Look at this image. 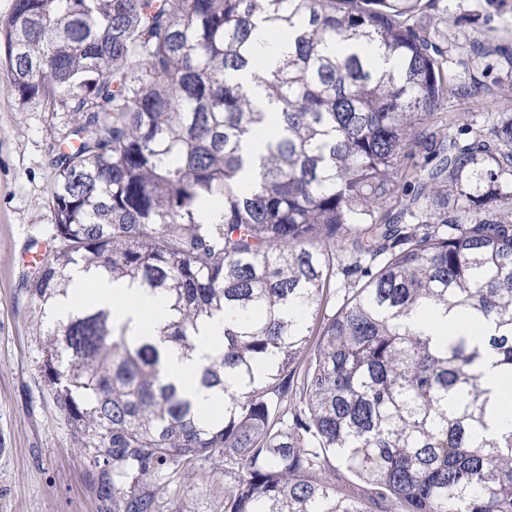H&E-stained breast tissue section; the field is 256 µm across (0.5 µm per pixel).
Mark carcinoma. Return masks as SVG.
I'll return each instance as SVG.
<instances>
[{
	"label": "carcinoma",
	"instance_id": "1",
	"mask_svg": "<svg viewBox=\"0 0 512 512\" xmlns=\"http://www.w3.org/2000/svg\"><path fill=\"white\" fill-rule=\"evenodd\" d=\"M438 2L14 0L0 18L18 100L71 105L26 292L44 390L112 512H170L172 477L214 456L222 512H512V431L490 433L476 372L487 354L512 377V113L455 128L444 106L485 88L417 19ZM260 23L294 34L270 74ZM336 41L351 49L322 51ZM245 69L280 108L257 164ZM79 265L168 295L162 340L185 351L237 312L201 376L222 415L201 417L109 311L53 318ZM423 303L488 326L486 346L401 322Z\"/></svg>",
	"mask_w": 512,
	"mask_h": 512
}]
</instances>
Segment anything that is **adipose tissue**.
Here are the masks:
<instances>
[{"label":"adipose tissue","mask_w":512,"mask_h":512,"mask_svg":"<svg viewBox=\"0 0 512 512\" xmlns=\"http://www.w3.org/2000/svg\"><path fill=\"white\" fill-rule=\"evenodd\" d=\"M70 276L66 295L56 303L59 320H67L90 303L110 310L118 323L126 325L130 335L156 344L166 379L174 383L184 396L196 406L215 407L222 394L203 387L200 377L209 356L224 345L223 318L199 325L195 348L186 353L161 339L162 329L174 317L163 295L139 288L129 280H115L79 267L74 268Z\"/></svg>","instance_id":"adipose-tissue-1"}]
</instances>
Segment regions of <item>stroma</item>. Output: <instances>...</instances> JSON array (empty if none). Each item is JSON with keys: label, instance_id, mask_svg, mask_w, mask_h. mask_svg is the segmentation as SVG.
<instances>
[{"label": "stroma", "instance_id": "35a3bbf8", "mask_svg": "<svg viewBox=\"0 0 512 512\" xmlns=\"http://www.w3.org/2000/svg\"><path fill=\"white\" fill-rule=\"evenodd\" d=\"M479 4L441 0L432 13L448 37L450 63L461 58V45L492 35L512 49V14H489ZM70 121L65 107L49 113L19 104L0 80V512H105L98 467L74 447L43 389L42 338L24 286L32 273L24 252L52 245L51 159ZM170 494L173 512H221L223 458L176 475Z\"/></svg>", "mask_w": 512, "mask_h": 512}]
</instances>
